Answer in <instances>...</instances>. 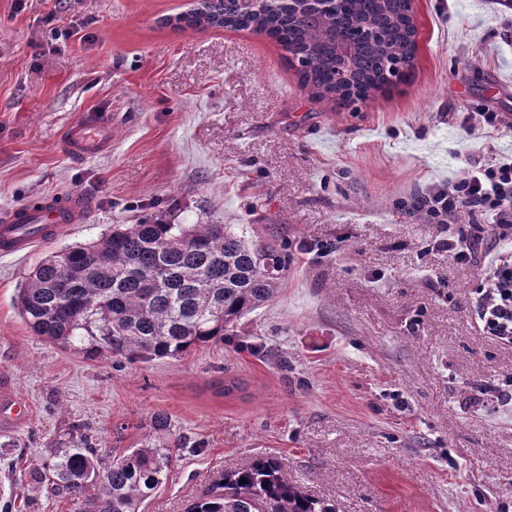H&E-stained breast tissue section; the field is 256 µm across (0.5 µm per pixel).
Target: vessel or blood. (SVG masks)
Masks as SVG:
<instances>
[{
  "mask_svg": "<svg viewBox=\"0 0 512 512\" xmlns=\"http://www.w3.org/2000/svg\"><path fill=\"white\" fill-rule=\"evenodd\" d=\"M113 120L104 112L87 111L61 134L67 152L75 158L110 152ZM88 207L86 200L74 193L43 196L33 205L0 210V254L29 253L41 242L58 235L70 225L81 223Z\"/></svg>",
  "mask_w": 512,
  "mask_h": 512,
  "instance_id": "b4317fda",
  "label": "vessel or blood"
}]
</instances>
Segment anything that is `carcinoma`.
Listing matches in <instances>:
<instances>
[{
	"label": "carcinoma",
	"instance_id": "cac0c4a2",
	"mask_svg": "<svg viewBox=\"0 0 512 512\" xmlns=\"http://www.w3.org/2000/svg\"><path fill=\"white\" fill-rule=\"evenodd\" d=\"M178 30L259 32L286 52L314 98L354 105L386 91L385 62L401 63L405 80L416 48L407 0H264L251 11L237 0H196L158 20ZM294 257L288 243H252L231 224H173L161 212L115 224L99 240L40 261L25 277L16 308L37 336L64 346L79 339L130 363L168 358L224 343L238 321L275 299ZM214 394L243 390L237 378L216 380ZM156 442L107 464L83 439L28 469L33 485L70 498L78 512H135L168 468L170 430L153 419ZM186 512H336L281 476L272 457L222 474Z\"/></svg>",
	"mask_w": 512,
	"mask_h": 512
}]
</instances>
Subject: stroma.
<instances>
[{
    "mask_svg": "<svg viewBox=\"0 0 512 512\" xmlns=\"http://www.w3.org/2000/svg\"><path fill=\"white\" fill-rule=\"evenodd\" d=\"M190 0H0V208L74 192L82 223L0 255V378L28 413L0 419V508L76 512L26 470L87 435L117 459L154 441L166 477L138 512H185L266 455L336 512H512V409L470 405L512 382V345L472 314V271L429 249L415 198L512 154V10L415 0L408 80L359 107L315 99L284 51L247 31L159 26ZM74 30L66 41L52 27ZM117 115L111 152L72 160L61 130ZM497 127L466 133L464 115ZM171 212L239 224L296 257L237 334L134 364L45 341L14 299L45 256ZM244 393L217 397L213 380Z\"/></svg>",
    "mask_w": 512,
    "mask_h": 512,
    "instance_id": "35a3bbf8",
    "label": "stroma"
}]
</instances>
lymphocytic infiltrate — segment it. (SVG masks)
<instances>
[{"label":"lymphocytic infiltrate","mask_w":512,"mask_h":512,"mask_svg":"<svg viewBox=\"0 0 512 512\" xmlns=\"http://www.w3.org/2000/svg\"><path fill=\"white\" fill-rule=\"evenodd\" d=\"M420 205L434 223L449 227L439 248L455 264L481 272L471 293L481 331L512 344V158L496 157L470 166L463 177L430 188ZM464 211L490 213L495 221L471 232L456 221Z\"/></svg>","instance_id":"lymphocytic-infiltrate-1"}]
</instances>
